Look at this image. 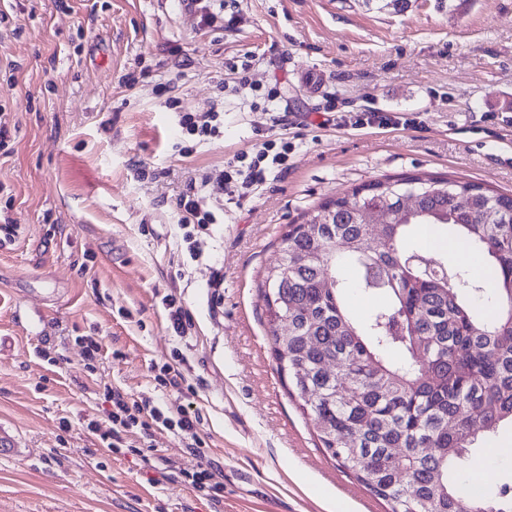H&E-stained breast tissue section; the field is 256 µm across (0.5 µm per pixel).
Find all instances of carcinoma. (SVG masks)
<instances>
[{
	"mask_svg": "<svg viewBox=\"0 0 512 512\" xmlns=\"http://www.w3.org/2000/svg\"><path fill=\"white\" fill-rule=\"evenodd\" d=\"M424 225L484 255L482 275L405 248ZM345 263L363 293L388 297L361 319L347 310ZM262 287L288 395L390 512H512L509 485L465 498L448 481L478 437L512 424V196L420 174L360 185L288 225Z\"/></svg>",
	"mask_w": 512,
	"mask_h": 512,
	"instance_id": "carcinoma-1",
	"label": "carcinoma"
}]
</instances>
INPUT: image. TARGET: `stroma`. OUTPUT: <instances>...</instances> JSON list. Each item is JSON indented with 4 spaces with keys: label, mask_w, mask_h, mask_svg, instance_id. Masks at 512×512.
I'll return each instance as SVG.
<instances>
[{
    "label": "stroma",
    "mask_w": 512,
    "mask_h": 512,
    "mask_svg": "<svg viewBox=\"0 0 512 512\" xmlns=\"http://www.w3.org/2000/svg\"><path fill=\"white\" fill-rule=\"evenodd\" d=\"M0 0V512H389L323 450L272 357L261 283L289 225L386 176L428 174L512 194V0ZM249 62L251 85L236 68ZM177 110L163 107L159 85ZM288 168L224 208L192 259L172 202L189 171L252 151L271 112ZM217 106L224 138L189 157L177 112ZM350 112L411 113L414 128H351ZM192 327L169 328L163 299ZM99 340L88 358L83 337ZM177 367L181 388L155 380ZM199 417L202 445L129 433L113 451L112 400ZM512 426L478 441L485 495L512 485ZM211 468L217 497L189 473ZM164 304L168 310L171 328L178 336H184L191 326L186 311L181 304H177V297L172 295L165 299Z\"/></svg>",
    "instance_id": "obj_1"
}]
</instances>
